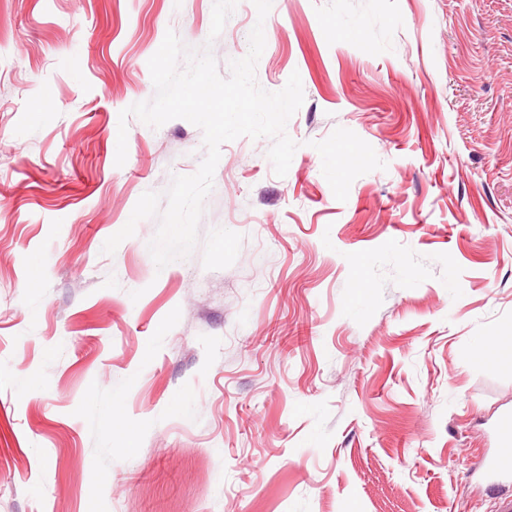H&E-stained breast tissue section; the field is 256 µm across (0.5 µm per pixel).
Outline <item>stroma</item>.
I'll use <instances>...</instances> for the list:
<instances>
[{
    "label": "stroma",
    "instance_id": "35a3bbf8",
    "mask_svg": "<svg viewBox=\"0 0 512 512\" xmlns=\"http://www.w3.org/2000/svg\"><path fill=\"white\" fill-rule=\"evenodd\" d=\"M213 0H0V512H496L512 409V0H273L285 176L224 143L191 255L158 221L199 128L128 120ZM257 20L212 42L221 76ZM110 435L105 448L102 435ZM497 448L474 463L479 485L497 487L512 483V412L501 414L496 426Z\"/></svg>",
    "mask_w": 512,
    "mask_h": 512
}]
</instances>
